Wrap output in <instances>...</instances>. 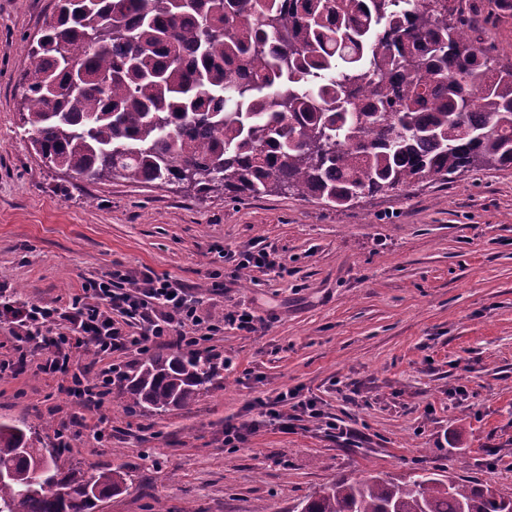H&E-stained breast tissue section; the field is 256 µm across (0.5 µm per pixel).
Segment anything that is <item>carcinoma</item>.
Returning a JSON list of instances; mask_svg holds the SVG:
<instances>
[{
  "label": "carcinoma",
  "instance_id": "cac0c4a2",
  "mask_svg": "<svg viewBox=\"0 0 512 512\" xmlns=\"http://www.w3.org/2000/svg\"><path fill=\"white\" fill-rule=\"evenodd\" d=\"M463 0H57L22 77L33 141L56 167L207 194L361 196L512 165V61L470 33ZM486 20L512 0H472ZM104 31L89 46L86 34ZM209 359L151 353L128 376L146 413L208 390ZM0 421V512H94L126 474L58 464ZM299 512H512V493L419 472L339 477Z\"/></svg>",
  "mask_w": 512,
  "mask_h": 512
}]
</instances>
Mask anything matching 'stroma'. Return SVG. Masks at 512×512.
I'll return each mask as SVG.
<instances>
[{
    "mask_svg": "<svg viewBox=\"0 0 512 512\" xmlns=\"http://www.w3.org/2000/svg\"><path fill=\"white\" fill-rule=\"evenodd\" d=\"M54 3L0 0V294L59 306L112 266L148 268L190 288L203 316L248 309L257 330L214 337L218 373L187 407L129 409L122 383L85 407L30 367L0 375V421L65 434L64 466L124 471L96 512H293L337 477L422 468L512 492V167L348 208L51 167L20 82ZM254 244L284 272L244 270L214 293L217 248ZM353 381L354 404L339 392ZM297 386L358 443L302 421L225 447V420L257 419L249 402Z\"/></svg>",
    "mask_w": 512,
    "mask_h": 512,
    "instance_id": "stroma-1",
    "label": "stroma"
}]
</instances>
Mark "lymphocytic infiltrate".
I'll use <instances>...</instances> for the list:
<instances>
[{"instance_id":"lymphocytic-infiltrate-1","label":"lymphocytic infiltrate","mask_w":512,"mask_h":512,"mask_svg":"<svg viewBox=\"0 0 512 512\" xmlns=\"http://www.w3.org/2000/svg\"><path fill=\"white\" fill-rule=\"evenodd\" d=\"M199 306V298L170 276L149 269L135 275L116 266L102 278L82 282L80 294L65 306L30 301L14 310V363L21 368L35 364L37 373L67 382L78 403L100 407L113 385L128 375L124 355L162 341L200 353L222 325L249 334L256 330L248 310L225 312L217 323L202 317ZM82 346L91 347L102 364L95 377L73 362ZM252 406L284 430L309 419L325 423L337 438L348 441L355 435L349 426L326 421L318 400L301 397L296 388L255 399Z\"/></svg>"}]
</instances>
